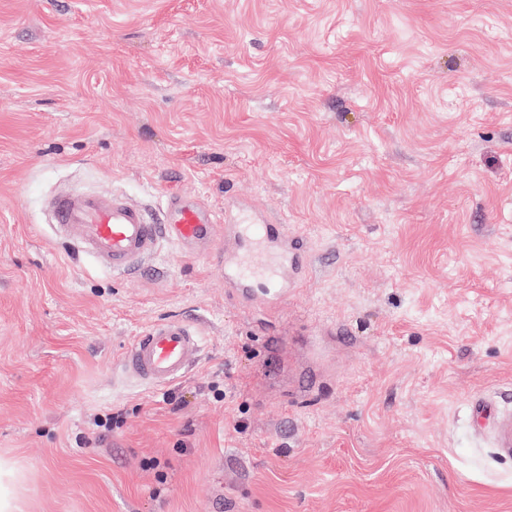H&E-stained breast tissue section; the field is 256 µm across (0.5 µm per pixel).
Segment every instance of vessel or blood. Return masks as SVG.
<instances>
[{"label": "vessel or blood", "mask_w": 512, "mask_h": 512, "mask_svg": "<svg viewBox=\"0 0 512 512\" xmlns=\"http://www.w3.org/2000/svg\"><path fill=\"white\" fill-rule=\"evenodd\" d=\"M46 211L56 236L100 267L118 274L141 270L163 243L196 255L224 242V286L235 299L266 308L287 297L307 277L308 256L285 225L264 224L245 208L219 212L198 199L172 193L158 212L124 197L67 190L52 196ZM203 336L180 319L155 322L124 348L123 375L162 388L187 375L202 350Z\"/></svg>", "instance_id": "vessel-or-blood-1"}]
</instances>
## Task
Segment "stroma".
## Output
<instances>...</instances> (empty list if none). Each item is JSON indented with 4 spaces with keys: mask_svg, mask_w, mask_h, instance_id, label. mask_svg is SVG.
<instances>
[{
    "mask_svg": "<svg viewBox=\"0 0 512 512\" xmlns=\"http://www.w3.org/2000/svg\"><path fill=\"white\" fill-rule=\"evenodd\" d=\"M63 189L246 206L309 277L261 310L173 246L112 274L56 240ZM170 317L204 333L186 377H117ZM506 419L512 0H0L20 512H512Z\"/></svg>",
    "mask_w": 512,
    "mask_h": 512,
    "instance_id": "35a3bbf8",
    "label": "stroma"
}]
</instances>
